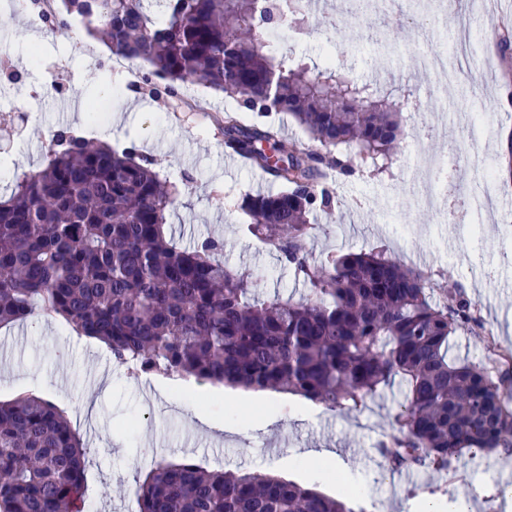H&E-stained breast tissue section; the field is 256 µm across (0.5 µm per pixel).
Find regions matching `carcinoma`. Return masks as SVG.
<instances>
[{"instance_id": "cac0c4a2", "label": "carcinoma", "mask_w": 512, "mask_h": 512, "mask_svg": "<svg viewBox=\"0 0 512 512\" xmlns=\"http://www.w3.org/2000/svg\"><path fill=\"white\" fill-rule=\"evenodd\" d=\"M44 26L67 35L69 16L112 54L147 65L149 96L184 102L185 83L235 94L251 112L291 115L320 147H355L387 161L406 96L332 69L310 72L269 38L259 0H62ZM224 145L286 186L241 207L284 267L309 286L305 301L261 300L253 274L219 261L222 241L183 249L167 233L169 186L135 147L117 152L53 131L46 166L0 199V325L40 312L109 349L131 372L176 374L301 396L328 411L356 408L398 378L396 434L379 446L394 470L457 473L467 450L512 456V355L491 372L448 360V340L479 325L471 303L433 276L386 255L309 261L308 218L331 205L319 187L326 155L288 146L273 124L215 118ZM88 448L52 402L0 401V512H88ZM139 512H352L278 475L209 471L161 461L135 482Z\"/></svg>"}]
</instances>
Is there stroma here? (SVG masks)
Here are the masks:
<instances>
[{
	"label": "stroma",
	"instance_id": "obj_1",
	"mask_svg": "<svg viewBox=\"0 0 512 512\" xmlns=\"http://www.w3.org/2000/svg\"><path fill=\"white\" fill-rule=\"evenodd\" d=\"M496 7V0H458L452 11L444 0H384L376 9L366 0H328L320 7L328 21L312 20L303 33L276 31L280 46L309 66L404 86L419 103L388 170L370 173L356 157L352 175L328 170L332 205L310 218L311 263L384 247L403 264L433 272L436 290L457 285L482 326L452 335L449 355L477 365L489 362L486 344L512 353V163L504 161L512 110L502 101L512 94V28L488 41L486 19ZM0 56L20 74L15 82L0 77V161L7 165L0 196L46 165L51 131L66 127L93 139L85 105L105 100L103 135L113 148L136 144L177 185L167 222L181 246L220 239L225 265L252 270L260 297L308 298L303 280L246 230L241 198L281 186L261 170L224 163L216 117L257 120L239 97L191 85V107L176 112L165 99L122 93L127 71L101 42L80 29L65 37L31 25L17 0H0ZM57 80L70 96H56ZM414 140L421 150H410ZM454 143L461 150L447 179L422 170L424 156L446 155ZM403 391L397 381L361 409L330 412L291 394L130 375L103 343L40 313L0 327V400L29 393L64 411L88 447L92 512H137L136 477L160 460L186 458L209 469L280 475L344 500L353 512H398L442 494L464 495L475 512H507L512 457L476 454L450 480L388 467L378 446L393 433ZM199 413L213 430L197 427ZM312 448L332 449L338 468L306 458Z\"/></svg>",
	"mask_w": 512,
	"mask_h": 512
}]
</instances>
